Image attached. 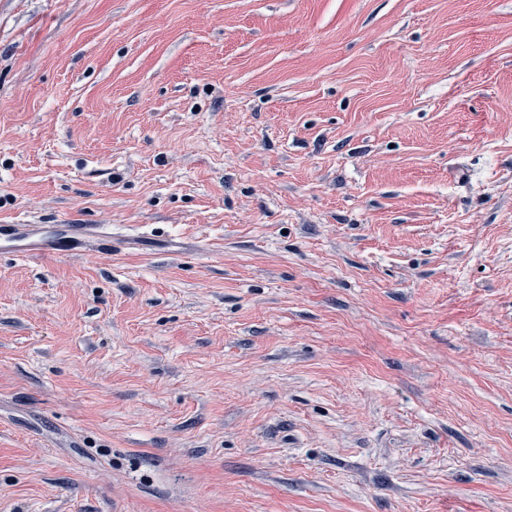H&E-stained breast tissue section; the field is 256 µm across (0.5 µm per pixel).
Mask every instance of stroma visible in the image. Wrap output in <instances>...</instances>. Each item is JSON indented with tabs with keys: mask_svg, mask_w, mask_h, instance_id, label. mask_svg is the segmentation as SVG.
Segmentation results:
<instances>
[{
	"mask_svg": "<svg viewBox=\"0 0 512 512\" xmlns=\"http://www.w3.org/2000/svg\"><path fill=\"white\" fill-rule=\"evenodd\" d=\"M0 512H512V0H0ZM96 224H72L59 234H47L42 224H1L0 236L15 242L11 252L19 256L55 255L67 257L90 250L97 241L101 250H110L112 242L99 235Z\"/></svg>",
	"mask_w": 512,
	"mask_h": 512,
	"instance_id": "35a3bbf8",
	"label": "stroma"
}]
</instances>
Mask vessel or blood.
Wrapping results in <instances>:
<instances>
[{
    "label": "vessel or blood",
    "instance_id": "b4317fda",
    "mask_svg": "<svg viewBox=\"0 0 512 512\" xmlns=\"http://www.w3.org/2000/svg\"><path fill=\"white\" fill-rule=\"evenodd\" d=\"M13 243L12 250L20 256L55 255L67 257L89 250L91 245L111 249V241L101 238L96 225L75 224L59 234H48L40 224H1L0 236Z\"/></svg>",
    "mask_w": 512,
    "mask_h": 512
}]
</instances>
